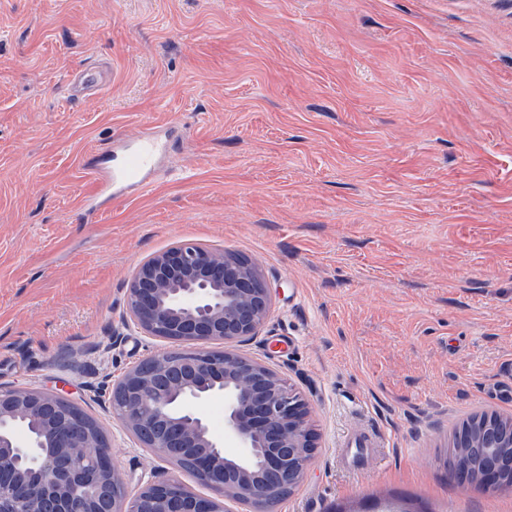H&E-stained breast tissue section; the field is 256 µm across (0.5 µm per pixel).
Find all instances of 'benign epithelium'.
<instances>
[{
	"instance_id": "obj_1",
	"label": "benign epithelium",
	"mask_w": 512,
	"mask_h": 512,
	"mask_svg": "<svg viewBox=\"0 0 512 512\" xmlns=\"http://www.w3.org/2000/svg\"><path fill=\"white\" fill-rule=\"evenodd\" d=\"M271 289L247 259L179 243L136 269L125 321L145 336L196 348L159 351L125 373L109 392L113 415L159 459L191 461L196 477L219 491L203 496L176 479L130 494L112 464L99 426L54 390L0 385V512H226V501L269 505L304 474L317 448L309 405L269 366L211 341L257 339ZM224 398V452L199 407ZM483 435L464 426L455 444L474 448ZM464 487L512 489V453L488 457L473 476L449 467Z\"/></svg>"
}]
</instances>
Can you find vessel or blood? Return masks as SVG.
Returning <instances> with one entry per match:
<instances>
[{"instance_id":"1","label":"vessel or blood","mask_w":512,"mask_h":512,"mask_svg":"<svg viewBox=\"0 0 512 512\" xmlns=\"http://www.w3.org/2000/svg\"><path fill=\"white\" fill-rule=\"evenodd\" d=\"M107 78V72L98 68L72 72L69 76L71 98L96 96ZM173 150L171 133L151 123L145 124L136 138L113 137L103 164L91 168L97 188L83 205L86 223L95 222L112 201L129 198L150 187L158 174L170 167Z\"/></svg>"}]
</instances>
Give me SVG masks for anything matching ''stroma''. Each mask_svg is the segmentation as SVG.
<instances>
[{
	"instance_id": "stroma-1",
	"label": "stroma",
	"mask_w": 512,
	"mask_h": 512,
	"mask_svg": "<svg viewBox=\"0 0 512 512\" xmlns=\"http://www.w3.org/2000/svg\"><path fill=\"white\" fill-rule=\"evenodd\" d=\"M147 123L176 125L173 174L85 223L89 161ZM178 242L271 289L239 351L317 437L274 512H512L448 473L463 423L512 416V0H0V384L92 416L128 490L207 495L94 398L167 349L126 293ZM107 78V72L98 68H85L72 72L69 76L70 97L76 100L96 96Z\"/></svg>"
}]
</instances>
